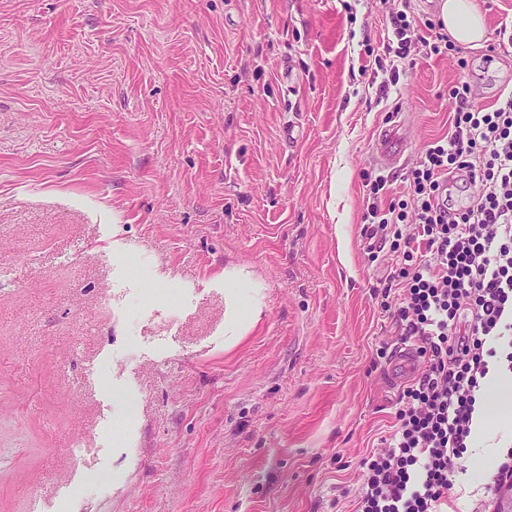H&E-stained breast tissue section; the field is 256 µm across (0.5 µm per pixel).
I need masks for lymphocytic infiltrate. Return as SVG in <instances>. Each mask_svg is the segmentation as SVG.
I'll list each match as a JSON object with an SVG mask.
<instances>
[{
    "label": "lymphocytic infiltrate",
    "mask_w": 512,
    "mask_h": 512,
    "mask_svg": "<svg viewBox=\"0 0 512 512\" xmlns=\"http://www.w3.org/2000/svg\"><path fill=\"white\" fill-rule=\"evenodd\" d=\"M390 23L395 84L413 65L412 46L438 54L447 37L417 35L409 0ZM451 94L453 130L426 146L407 199L381 206L386 179L367 182L365 222L402 251L393 317L400 336L418 342L424 368L403 392L388 446L362 461L356 512H438L467 467L486 379L512 364V93L490 109L473 105L467 86ZM453 174L465 177L468 204L454 201Z\"/></svg>",
    "instance_id": "f902f5d3"
}]
</instances>
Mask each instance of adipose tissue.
<instances>
[{
  "mask_svg": "<svg viewBox=\"0 0 512 512\" xmlns=\"http://www.w3.org/2000/svg\"><path fill=\"white\" fill-rule=\"evenodd\" d=\"M439 17L457 43L473 45L485 37L484 18L473 0H442ZM512 438V377L498 375L488 383L487 399L474 417L472 443L485 467L498 461L501 441Z\"/></svg>",
  "mask_w": 512,
  "mask_h": 512,
  "instance_id": "adipose-tissue-1",
  "label": "adipose tissue"
}]
</instances>
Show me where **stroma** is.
Listing matches in <instances>:
<instances>
[{
	"label": "stroma",
	"instance_id": "1",
	"mask_svg": "<svg viewBox=\"0 0 512 512\" xmlns=\"http://www.w3.org/2000/svg\"><path fill=\"white\" fill-rule=\"evenodd\" d=\"M476 2L391 85L387 0H0V512H354L405 384L364 176L401 117L404 199L453 86L512 92ZM439 6L440 20L457 43L473 45L484 39V18L473 0H442Z\"/></svg>",
	"mask_w": 512,
	"mask_h": 512
}]
</instances>
